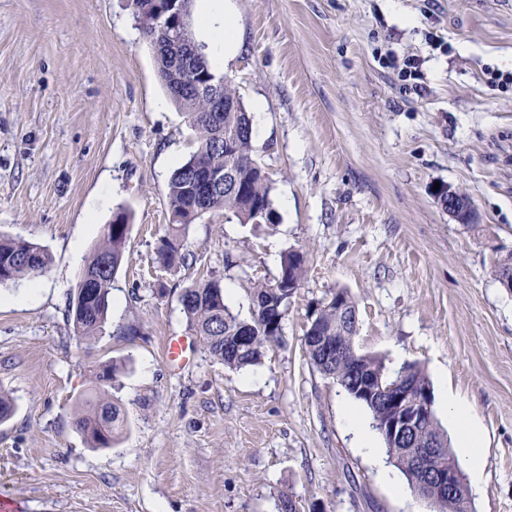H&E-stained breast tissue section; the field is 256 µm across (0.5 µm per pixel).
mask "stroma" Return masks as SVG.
<instances>
[{"label":"stroma","instance_id":"stroma-1","mask_svg":"<svg viewBox=\"0 0 512 512\" xmlns=\"http://www.w3.org/2000/svg\"><path fill=\"white\" fill-rule=\"evenodd\" d=\"M240 42L224 67L252 113L273 225L204 216L186 265L156 260L168 180L195 134L167 96L131 0H0V234L48 249L47 273L0 286V501L19 512H431L404 476L358 449L348 394L305 354L310 316L353 297L355 342L426 369L469 403L487 463L474 512H512V0H230ZM421 61L415 76L400 69ZM466 193L471 228L435 184ZM131 216L108 321L79 340L66 319L85 259L117 209ZM308 272L262 364L232 370L195 344L184 369L167 337H193L183 288L218 279L250 315V282L282 253ZM124 434L92 448L75 428L90 371Z\"/></svg>","mask_w":512,"mask_h":512}]
</instances>
